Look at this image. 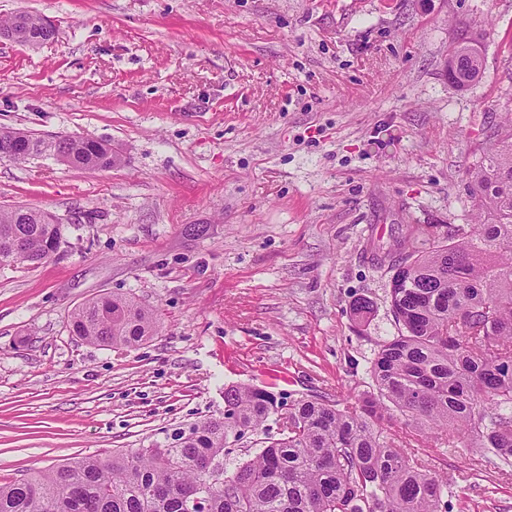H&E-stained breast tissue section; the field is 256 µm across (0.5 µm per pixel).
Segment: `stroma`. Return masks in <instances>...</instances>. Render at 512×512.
<instances>
[{
    "instance_id": "35a3bbf8",
    "label": "stroma",
    "mask_w": 512,
    "mask_h": 512,
    "mask_svg": "<svg viewBox=\"0 0 512 512\" xmlns=\"http://www.w3.org/2000/svg\"><path fill=\"white\" fill-rule=\"evenodd\" d=\"M26 12L55 35L0 37V127L120 161H0V206L62 220L50 261L0 265V484L220 416L263 368L292 400L366 391L396 334L397 241L474 221L467 169L512 111V0H0ZM476 29L483 77L453 86L448 50ZM104 295L157 333H70ZM417 453L453 480L452 512H512V477L467 449Z\"/></svg>"
}]
</instances>
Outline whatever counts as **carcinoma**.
I'll return each instance as SVG.
<instances>
[{
  "label": "carcinoma",
  "mask_w": 512,
  "mask_h": 512,
  "mask_svg": "<svg viewBox=\"0 0 512 512\" xmlns=\"http://www.w3.org/2000/svg\"><path fill=\"white\" fill-rule=\"evenodd\" d=\"M55 34L38 15L0 19V37L36 45ZM482 33L449 53L448 82L482 75ZM53 155L107 170L112 145L78 136L45 138L0 128V160ZM476 223L439 235L409 227L413 263L391 276L398 333L370 361V390L334 404L286 398L252 385L224 390V414L178 427L163 443L78 458L0 484V512H448V481L396 448L394 416L414 441L476 448L485 467L512 476V113L468 170ZM62 225L45 211L0 206V261L43 264ZM359 324L374 304L351 307ZM157 314L131 297L76 308L72 332L101 344L137 346ZM261 432L257 451L228 473L224 456Z\"/></svg>",
  "instance_id": "carcinoma-1"
}]
</instances>
